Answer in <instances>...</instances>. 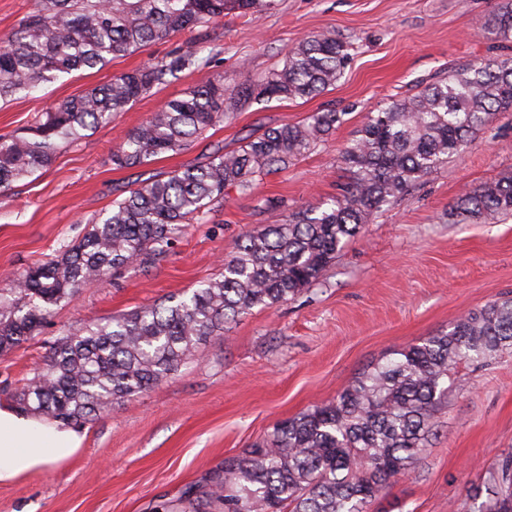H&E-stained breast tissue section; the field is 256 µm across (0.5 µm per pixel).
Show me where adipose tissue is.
Wrapping results in <instances>:
<instances>
[{
  "label": "adipose tissue",
  "mask_w": 512,
  "mask_h": 512,
  "mask_svg": "<svg viewBox=\"0 0 512 512\" xmlns=\"http://www.w3.org/2000/svg\"><path fill=\"white\" fill-rule=\"evenodd\" d=\"M79 431L58 421L0 404V484H10L81 448Z\"/></svg>",
  "instance_id": "1"
}]
</instances>
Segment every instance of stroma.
<instances>
[{"label": "stroma", "instance_id": "35a3bbf8", "mask_svg": "<svg viewBox=\"0 0 512 512\" xmlns=\"http://www.w3.org/2000/svg\"><path fill=\"white\" fill-rule=\"evenodd\" d=\"M512 0H277L253 15L232 12L161 40L103 69H87L0 103V136L88 88L161 60L187 42L216 41L209 68L184 72L111 125L60 147L53 162L0 189V289L79 240L123 191L198 164L214 148L239 150L266 130L332 108L345 115L327 141L269 174L252 193L228 189L201 224L185 227L158 264L130 267L83 289L36 335L0 354V403L41 370L65 331L129 313L217 277L238 239L332 199L347 180L339 150L377 105L417 92L477 59L512 56L477 21ZM354 46L335 86L296 102L244 105L202 139L132 169L112 153L159 105L222 73L228 89L280 68L288 50L317 34ZM512 173V118L489 126L409 194L370 215L311 285L270 309H253L201 343L147 391L80 425L68 461L0 484V512H156L204 483L225 457L270 436L276 424L332 400L368 366L448 330L468 311L512 297V218L452 224L464 191ZM414 468L370 512H479L472 490L512 455V351L480 368L459 366L448 401Z\"/></svg>", "mask_w": 512, "mask_h": 512}]
</instances>
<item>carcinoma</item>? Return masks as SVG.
<instances>
[{"mask_svg":"<svg viewBox=\"0 0 512 512\" xmlns=\"http://www.w3.org/2000/svg\"><path fill=\"white\" fill-rule=\"evenodd\" d=\"M274 0H37L0 47V99ZM486 37L512 43V7L482 18ZM351 44L330 35L288 50L280 69L234 92L215 75L164 102L112 152L119 169L177 152L246 101L313 98L336 85ZM192 42L41 113L23 135L0 137V188L49 166L58 146L112 123L151 90L202 68ZM512 114V57L476 60L460 72L368 113L340 150L349 174L324 207L301 208L281 224L245 234L224 270L190 295L92 322L56 339L43 372L15 394L24 410L81 424L158 384L196 346L254 308H271L313 283L355 238L366 218L409 192L464 151L495 120ZM334 110L271 128L236 153L216 148L202 164L145 181L112 201L76 243L0 290V353L35 334L54 308L109 272L149 267L167 257L187 224H200L224 190L255 189L288 168L343 121ZM512 216V175L476 186L448 209V221ZM512 349V299L494 300L450 329L392 353L358 374L336 398L280 422L272 435L224 459L183 505L156 512H368L409 472L433 434L456 369L491 362ZM480 512H512V458L488 470Z\"/></svg>","mask_w":512,"mask_h":512,"instance_id":"obj_1","label":"carcinoma"}]
</instances>
